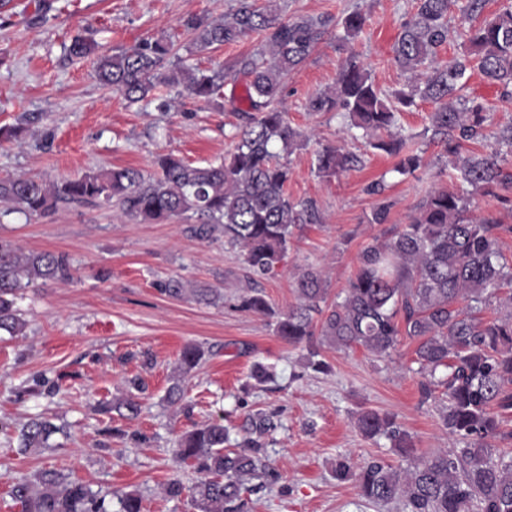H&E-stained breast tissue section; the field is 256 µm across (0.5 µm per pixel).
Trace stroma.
<instances>
[{
	"mask_svg": "<svg viewBox=\"0 0 512 512\" xmlns=\"http://www.w3.org/2000/svg\"><path fill=\"white\" fill-rule=\"evenodd\" d=\"M278 2L285 18L360 10L367 25L352 51L383 91L407 84V75L392 60V46L414 0ZM236 6L237 0H0V126H28L20 139L0 140V178L23 175L52 182L112 168L150 176L155 156L167 153L195 166L221 163L241 123L223 98L206 104L172 87L164 115L154 105L131 104L103 88L92 59L72 57L68 47L78 35L94 39L103 51L162 37L190 64L228 66L255 50L258 38L191 54L184 23L191 17L220 18ZM346 57L336 47L335 31H328L284 80L280 107L311 138L308 148L288 159V192L314 201L321 221L304 226L285 265L262 284L278 312L296 303L294 282L308 264L322 267L330 294H339L362 247L382 234L384 225L372 223V211L388 204L387 223H406L450 161L423 135L432 103H418L402 117L403 135L413 137L423 156L421 168L407 177L395 174V158L367 146L343 115L305 111L302 104L311 93L335 84ZM321 144L343 146L363 159V167L328 181L318 178L313 161ZM381 177L388 190L380 197L370 194L368 185ZM192 225L181 218L142 223L116 208L95 206L0 218V239L27 251L65 253L73 274L65 283L26 289L18 301L28 321L26 336L0 335V420L11 426L0 434V512H21L9 494L13 479L48 468L89 485L110 502L136 491L144 512H196L189 496L172 499L164 492L169 480L189 486L198 479L191 464L176 459L175 436L221 417L240 438L249 414L259 410L279 422L265 441L281 480L252 493L253 512H399L393 504L367 502L355 483L337 480L334 469L341 456L358 463L397 462L387 441L374 442L358 432L355 415L366 408L395 414L417 454L453 446L439 403L422 399L410 370L415 341L403 340L389 360L361 348H328L330 372L306 369L304 350L276 336L267 318L233 309L247 274L239 252L225 247L223 237H197ZM170 279L218 289L222 297L213 304L168 297L159 286ZM188 344L199 345L205 356L185 380L193 408L184 413L163 397ZM145 351L152 367L142 364ZM257 361L274 365L276 379L246 388ZM136 376L148 385L137 421L115 411L96 412L98 403L121 395ZM42 377L59 381V392L31 393ZM38 414L61 431L47 449L20 452L19 429ZM133 431L146 434L147 442L129 440Z\"/></svg>",
	"mask_w": 512,
	"mask_h": 512,
	"instance_id": "1",
	"label": "stroma"
}]
</instances>
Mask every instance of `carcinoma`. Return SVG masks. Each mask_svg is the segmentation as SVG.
Here are the masks:
<instances>
[{"label": "carcinoma", "mask_w": 512, "mask_h": 512, "mask_svg": "<svg viewBox=\"0 0 512 512\" xmlns=\"http://www.w3.org/2000/svg\"><path fill=\"white\" fill-rule=\"evenodd\" d=\"M485 6L486 0H415L414 11L401 23L393 59L402 72L419 73L420 81L389 94L349 50L364 31L365 15L357 10L344 14L336 21L342 29L337 46L349 55L336 76V88L311 94L306 111L342 113L371 148L399 158L394 172L412 175L421 157L402 135L400 117L417 100L429 101L435 109L425 132L458 158L457 178L475 192H512V171L499 152L461 156L464 143L486 138L485 123L493 109L460 95L472 73L479 72L502 89L503 99L512 100V0L490 15L484 14ZM329 22L327 16L282 18L276 0L262 5L238 0L222 19L186 20L199 52L253 34L263 37L260 48L236 58L231 75L222 66L200 68L180 58L170 64L174 47L165 39H143L109 54L75 38L71 54L96 56L95 74L102 86L120 91L131 103L155 101L162 112L170 103L156 94L160 85L180 86L194 100L210 103L228 78L241 77L249 103V110L240 112L245 122L219 164L193 166L163 154L155 159L156 175L148 179L131 168L58 182L0 178V207L6 214L31 216L60 207L108 205L130 219L154 224L196 218L197 236L219 232L225 245L241 249L248 286L236 308L273 319L275 334L306 350L307 367L318 373L329 369L326 346L361 347L388 358L401 338L416 341L413 363L422 398L442 403V425L460 447L419 458L412 436L395 416L366 409L357 415V430L369 440H387L399 462L374 459L361 465L342 457L336 460V479L355 480L365 500L379 506L398 502L401 512H512V452L496 447L512 438L506 430L512 412V312L504 318L480 316L502 294L512 301V260L500 245L511 226L492 215H475L471 194L441 185L425 195L407 223L393 225L381 242L364 246L356 272L337 299L328 300L325 275L313 265L297 276L298 303L285 313H274L260 290L261 280L284 265L295 231L320 221L313 201L287 193L292 177L287 157L309 137L288 122L280 99L285 77L308 60ZM452 37L460 40L461 52L442 63L439 51ZM314 155L316 174L324 179L361 163L339 146L323 145ZM70 279L67 255L25 252L0 240V332L25 335L27 322L17 305L24 290L40 281ZM160 291L205 304L220 298L213 288H187L177 279L164 282ZM203 356L201 347L184 346L178 370L191 373ZM249 378L258 384L272 381L274 367L256 362ZM147 390L142 378H132L125 395L102 404L101 411H121L135 420ZM165 399L172 406L192 408L180 380L168 387ZM250 426L259 436L277 428L262 411L250 417ZM57 432L50 420L34 418L21 431L20 447L44 448ZM229 442L222 417L179 436L176 457L191 463L200 477L189 488L170 481L167 495L189 492L198 512H251L246 484L256 479L273 485L280 473L260 440L248 438L233 450L227 448ZM11 497L22 512H109L106 497L55 469L16 480ZM118 505L116 512H143L142 497L135 491L118 496Z\"/></svg>", "instance_id": "1"}]
</instances>
